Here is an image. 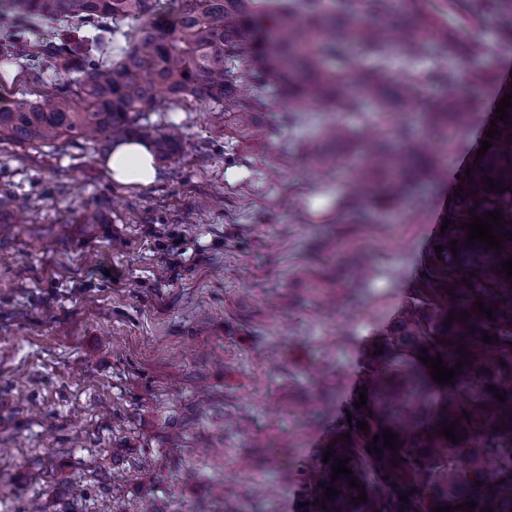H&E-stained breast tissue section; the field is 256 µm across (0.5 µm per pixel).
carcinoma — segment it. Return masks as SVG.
<instances>
[{"label": "carcinoma", "instance_id": "carcinoma-1", "mask_svg": "<svg viewBox=\"0 0 512 512\" xmlns=\"http://www.w3.org/2000/svg\"><path fill=\"white\" fill-rule=\"evenodd\" d=\"M9 10L52 23L86 24L100 29L94 47L77 54L66 43L42 48L37 31L16 28L0 42V62L21 61L39 81L58 87L46 99L14 97L0 106V144L42 145L76 139L113 143L136 137L151 144L156 158L168 161L180 150L175 127L150 120L157 94L172 100L194 98L224 112L237 128L249 131L256 114L268 109L267 92H288V111L314 106L326 112H362L366 103L376 112H403L422 107L438 143L448 146L452 128L478 108L456 90L452 62L479 49L452 36L436 37L434 20L450 12L476 22L477 0H433L432 14L419 11L421 0H405L408 9L396 28L397 38L381 24L366 23L364 10H386L389 0H354L361 6L332 12L320 0H185L172 25L151 18V0H6ZM134 21L127 46L111 57L112 36ZM396 42L414 58L428 47L439 61L426 77L408 74L388 79L384 60ZM364 53L377 60L358 70ZM334 58L339 70L325 60ZM439 81L448 98L424 103L421 83ZM501 135L471 169L448 215L444 251L432 253L427 276L415 289L397 320L380 330L364 367L361 387L367 407H354V395L336 421L329 441L328 462L317 459L311 474L321 484L308 512H432L449 505L454 512H512V278L501 272L512 257V125L498 122ZM425 171L424 152L401 127L364 151L356 176L384 180L380 191H403ZM490 177L504 192L489 191ZM500 211L504 228L494 227L503 249L465 245L472 215ZM457 240L458 253L451 252ZM493 309L489 320L478 315L475 301ZM498 308H493V305ZM453 320H448V317ZM450 325H445V322ZM492 342H483V335ZM465 351H459V348ZM427 352H421V349ZM461 364L455 383L441 385L420 357ZM494 390H488V386ZM504 395L500 402L494 394ZM352 418H347V414ZM365 421L369 429L358 430ZM457 423L459 441L439 434ZM396 434V450L384 446L379 434ZM350 434V439L343 438ZM378 441H373V436ZM381 448L382 459L367 452ZM350 458L351 477L364 485L366 502L341 474L332 480L336 458ZM340 490L330 500L325 488ZM407 495L408 501L399 500ZM473 508L459 509L464 502ZM326 507H321V504Z\"/></svg>", "mask_w": 512, "mask_h": 512}]
</instances>
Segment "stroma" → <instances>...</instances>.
<instances>
[{"label":"stroma","instance_id":"1","mask_svg":"<svg viewBox=\"0 0 512 512\" xmlns=\"http://www.w3.org/2000/svg\"><path fill=\"white\" fill-rule=\"evenodd\" d=\"M443 20L484 51L454 62L480 110L381 207L347 167L385 132L374 112L344 116L323 167L333 115L262 112L245 133L167 101L155 118L182 149L149 186L116 185L81 140L0 145V218H27L0 234V512H304L309 465L368 342L420 287L512 72L496 15ZM477 67L494 81L472 85Z\"/></svg>","mask_w":512,"mask_h":512}]
</instances>
